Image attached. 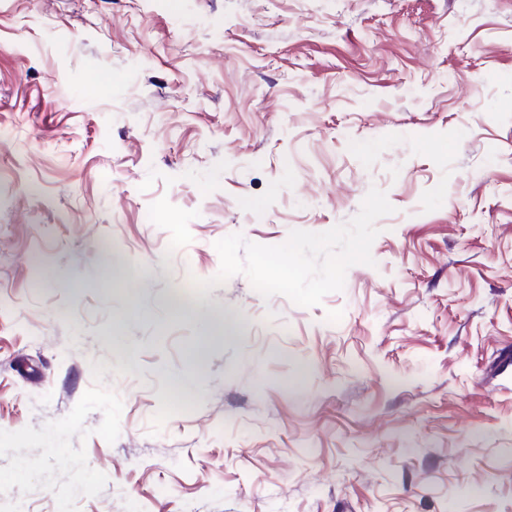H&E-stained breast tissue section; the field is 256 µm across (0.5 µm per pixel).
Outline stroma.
I'll return each instance as SVG.
<instances>
[{"mask_svg":"<svg viewBox=\"0 0 512 512\" xmlns=\"http://www.w3.org/2000/svg\"><path fill=\"white\" fill-rule=\"evenodd\" d=\"M0 512H512V0H0Z\"/></svg>","mask_w":512,"mask_h":512,"instance_id":"35a3bbf8","label":"stroma"}]
</instances>
